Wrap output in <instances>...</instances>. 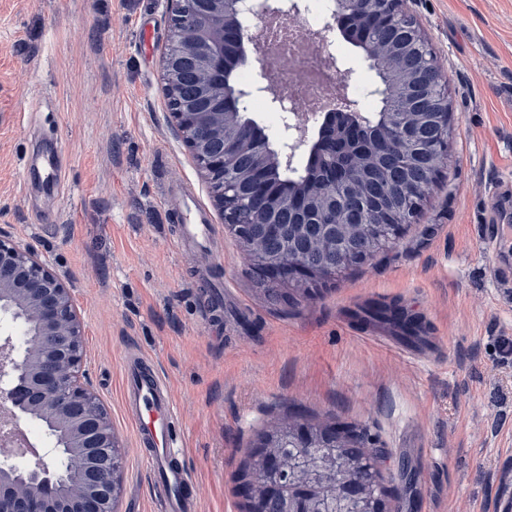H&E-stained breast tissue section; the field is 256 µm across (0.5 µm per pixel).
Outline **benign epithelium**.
I'll return each instance as SVG.
<instances>
[{
    "label": "benign epithelium",
    "instance_id": "1",
    "mask_svg": "<svg viewBox=\"0 0 512 512\" xmlns=\"http://www.w3.org/2000/svg\"><path fill=\"white\" fill-rule=\"evenodd\" d=\"M367 3L378 14L387 5L400 15H407L406 0H336L327 14L324 30L336 29L338 15ZM244 13L240 0H192L191 19L199 30L195 56L191 61H164V68L186 71L195 65L206 67L222 83L230 79L224 49L212 40L214 30L224 33L225 21L233 23L235 39L243 42L257 23L270 15L298 16L299 0H249ZM442 100L428 113L424 129L400 126V133L412 140L431 143L448 155V85H442ZM268 93L277 112L283 113L282 136L272 139L253 136L261 124L250 113H236L237 134L216 140L207 134L205 123L210 113L190 105L174 114L179 130L188 134V147L198 166L222 188L214 197L223 212L224 230L241 240L265 239L266 247L279 250L275 260L263 259L258 267L275 284L303 283L317 274L304 258L288 255L282 249L284 214L269 207L268 194L257 188L255 177H239L238 138L251 140L254 150L264 156L274 154L287 171L296 153L311 143L301 123L303 106L270 85L235 84L237 108L245 107L252 97ZM325 194L342 207L352 224L372 229L391 225L383 215L378 198L346 202L356 197V186L348 179L331 174L323 179ZM308 236L336 237V225L322 220L304 225ZM20 289L35 312V340L17 345L6 337L0 343V405L7 408V420L0 426V447L10 449L5 455L6 470L28 487L26 492H0V512H114L117 480V444L112 427L96 395L80 382L83 359L81 324L70 288L60 279L47 260L34 248L23 246L0 233V316L26 326V317L17 309L13 290ZM48 412L56 429L54 446L30 454L16 449L15 438L21 433L20 420ZM81 474V487L72 489L70 475ZM239 487L252 499L253 512H298L288 505V459L275 453L265 456V475L257 482L251 472L242 474Z\"/></svg>",
    "mask_w": 512,
    "mask_h": 512
}]
</instances>
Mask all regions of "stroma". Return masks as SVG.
<instances>
[{"label": "stroma", "mask_w": 512, "mask_h": 512, "mask_svg": "<svg viewBox=\"0 0 512 512\" xmlns=\"http://www.w3.org/2000/svg\"><path fill=\"white\" fill-rule=\"evenodd\" d=\"M448 83L444 178L389 249L294 303L265 296L224 231L164 96L169 0H0V232L72 290L80 380L122 456L116 512H159L123 399L127 349L172 388L177 453L200 512H245L238 477L295 409L367 427L392 512H503L512 489V295L486 276L488 226L512 225V0H407ZM351 85H379L338 32L310 27ZM60 181L44 182L47 157ZM191 184L214 227L182 250L160 190ZM224 287L210 306L209 276ZM372 301L423 317L410 343L356 324Z\"/></svg>", "instance_id": "1"}]
</instances>
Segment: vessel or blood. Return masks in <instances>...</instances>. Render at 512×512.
I'll list each match as a JSON object with an SVG mask.
<instances>
[{"label":"vessel or blood","mask_w":512,"mask_h":512,"mask_svg":"<svg viewBox=\"0 0 512 512\" xmlns=\"http://www.w3.org/2000/svg\"><path fill=\"white\" fill-rule=\"evenodd\" d=\"M164 195L180 203L182 247L207 244L212 226L189 187L170 185ZM123 393L125 407L135 423L136 445L153 470L164 512H199L189 474L173 453L178 433L171 389L144 357L130 356L124 367Z\"/></svg>","instance_id":"b4317fda"}]
</instances>
